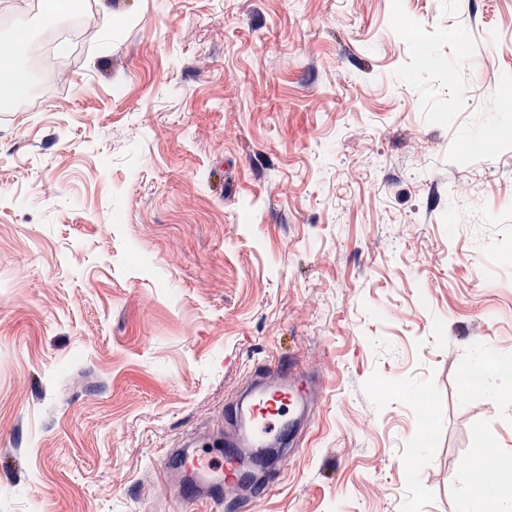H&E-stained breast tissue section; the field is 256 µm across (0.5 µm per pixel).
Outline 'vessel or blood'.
I'll use <instances>...</instances> for the list:
<instances>
[{
	"label": "vessel or blood",
	"mask_w": 512,
	"mask_h": 512,
	"mask_svg": "<svg viewBox=\"0 0 512 512\" xmlns=\"http://www.w3.org/2000/svg\"><path fill=\"white\" fill-rule=\"evenodd\" d=\"M320 390L309 375L286 364L264 373L246 398L224 411L221 442L228 449L226 457H213L186 445L167 449L160 456L155 467L169 498L222 512L230 497L241 499L249 508L268 497L277 479L258 486L247 484L241 465L273 445L288 454L298 450L300 425L318 413Z\"/></svg>",
	"instance_id": "b4317fda"
}]
</instances>
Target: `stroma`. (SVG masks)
I'll return each instance as SVG.
<instances>
[{"label": "stroma", "mask_w": 512, "mask_h": 512, "mask_svg": "<svg viewBox=\"0 0 512 512\" xmlns=\"http://www.w3.org/2000/svg\"><path fill=\"white\" fill-rule=\"evenodd\" d=\"M9 2L30 49L72 24ZM82 15L0 112V512H181L154 459L188 434L223 456L215 415L290 362L321 409L257 512H486L473 449L512 462V0Z\"/></svg>", "instance_id": "obj_1"}]
</instances>
